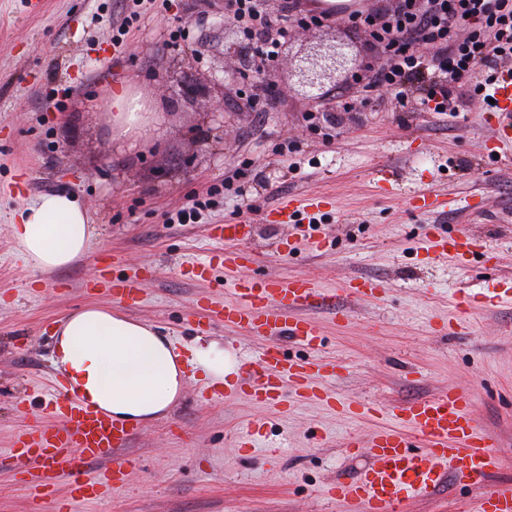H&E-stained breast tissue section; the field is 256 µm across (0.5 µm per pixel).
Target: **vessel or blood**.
Returning a JSON list of instances; mask_svg holds the SVG:
<instances>
[{
  "label": "vessel or blood",
  "instance_id": "b4317fda",
  "mask_svg": "<svg viewBox=\"0 0 512 512\" xmlns=\"http://www.w3.org/2000/svg\"><path fill=\"white\" fill-rule=\"evenodd\" d=\"M497 123L493 139L512 144V74H502L491 90ZM328 201L317 195L281 199L268 213L270 222L285 224L296 216L322 212ZM447 199L435 192L417 194L411 207L426 213L446 209ZM211 235L222 243L220 251L193 264L194 277L205 278L215 265L223 266L232 282L228 298L217 313L219 320L259 336H285L309 349L305 359L284 357L278 346L261 348L246 364L240 395L280 412L293 401L328 402L323 378L335 375V361L318 357L319 336L308 311L325 305L330 296L308 277L240 278L238 270L252 262L243 245L251 235L246 221L215 224ZM426 249L436 256L466 263L469 255L485 252V245L467 232L426 233ZM144 279L116 277L106 282L114 301L136 306ZM386 291L383 280L360 278L346 281L341 293L347 298H375ZM43 425L19 432L12 445L15 459L41 462L34 477L36 495H44L56 472L65 473L71 490L85 500L99 498L101 490L126 485L130 462L125 453L139 435L94 405L70 380L58 382L56 394L43 411ZM399 421L402 430L384 429L368 434L365 442L349 440V447L364 445L370 459L355 480L330 485V495L355 505L357 512H398L407 497L435 491L445 480L467 486L485 478L498 457V444L482 429L471 410L464 386L451 385L436 394L403 403ZM103 469L89 478V465Z\"/></svg>",
  "mask_w": 512,
  "mask_h": 512
}]
</instances>
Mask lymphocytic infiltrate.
Segmentation results:
<instances>
[{"label":"lymphocytic infiltrate","mask_w":512,"mask_h":512,"mask_svg":"<svg viewBox=\"0 0 512 512\" xmlns=\"http://www.w3.org/2000/svg\"><path fill=\"white\" fill-rule=\"evenodd\" d=\"M230 4L231 21L254 39L256 53L274 60L277 41L259 36L268 24L261 0H230ZM349 18L369 28L372 37L384 45L385 60L373 68L370 85L400 99L413 78L437 74L441 100L435 109L439 112H457L453 89L463 76L477 77L512 65V0H404L403 8L382 24L360 10L352 11ZM460 18L475 23L464 37L454 30ZM421 43L436 44L437 54L425 57L417 49Z\"/></svg>","instance_id":"lymphocytic-infiltrate-1"}]
</instances>
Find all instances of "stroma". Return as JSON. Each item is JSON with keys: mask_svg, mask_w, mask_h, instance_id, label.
<instances>
[{"mask_svg": "<svg viewBox=\"0 0 512 512\" xmlns=\"http://www.w3.org/2000/svg\"><path fill=\"white\" fill-rule=\"evenodd\" d=\"M298 2L331 17L303 26L284 19L283 0H263L268 35L288 29L265 63L227 21L228 0H145L118 48L112 25L125 0H0V512H53L58 501L71 512H347L325 489L369 465L348 440L399 428L401 403L451 384L471 386L472 410L502 448L489 486L512 490V300L449 329L457 297L479 300L512 279V146L492 140L494 116L472 78L460 81L466 97L453 118L427 111V81L399 101L365 90L383 46L348 15L360 9L383 21L401 0ZM335 40L365 68L326 103L311 104L292 71L300 56ZM120 87L144 106L125 138L115 135L108 106ZM428 190L447 197L446 211L410 210V198ZM53 194L76 199L96 236L89 256L43 274L23 260L12 226ZM306 194L331 202L315 227L320 251L294 225L265 221L279 198ZM207 197L203 220L170 222ZM237 220L254 230L244 244L254 257L248 276H308L328 294L354 277L385 281L379 299L350 302L347 320L311 312L321 356L339 365L325 380L329 393L376 414L304 402L282 414L233 394L206 406L197 394L212 381L190 364L180 396L128 449L135 466L124 487L74 502L61 474L53 500H34L9 450L54 395L64 318L88 304L112 306L104 289H85L109 255L122 257L123 275L152 267L142 303L125 314L178 353L211 344L242 362L262 347L240 328L198 325L196 300L219 291L183 274L217 248L210 225ZM434 225L480 237L493 260L461 266L426 252ZM482 495L453 485L405 499L399 512H482Z\"/></svg>", "mask_w": 512, "mask_h": 512, "instance_id": "35a3bbf8", "label": "stroma"}]
</instances>
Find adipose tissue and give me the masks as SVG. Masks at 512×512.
Here are the masks:
<instances>
[{
    "label": "adipose tissue",
    "instance_id": "1",
    "mask_svg": "<svg viewBox=\"0 0 512 512\" xmlns=\"http://www.w3.org/2000/svg\"><path fill=\"white\" fill-rule=\"evenodd\" d=\"M14 234L25 262L45 273L88 256L95 229L76 200L51 195L23 214ZM55 363L78 375L103 411L135 424L168 408L184 377L171 344L152 325L100 306L64 320Z\"/></svg>",
    "mask_w": 512,
    "mask_h": 512
}]
</instances>
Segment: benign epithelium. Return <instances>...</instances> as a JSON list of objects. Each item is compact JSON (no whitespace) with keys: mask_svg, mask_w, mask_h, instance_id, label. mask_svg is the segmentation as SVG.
<instances>
[{"mask_svg":"<svg viewBox=\"0 0 512 512\" xmlns=\"http://www.w3.org/2000/svg\"><path fill=\"white\" fill-rule=\"evenodd\" d=\"M355 65L356 60L349 56L343 44H322L314 54L300 60L295 76L308 98L318 100L326 86L336 85L337 74L349 72Z\"/></svg>","mask_w":512,"mask_h":512,"instance_id":"1","label":"benign epithelium"}]
</instances>
